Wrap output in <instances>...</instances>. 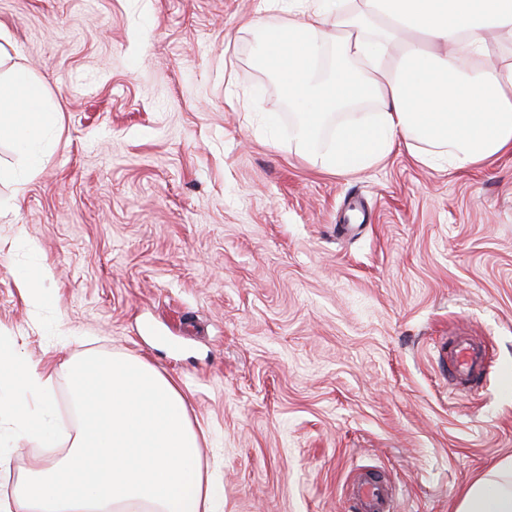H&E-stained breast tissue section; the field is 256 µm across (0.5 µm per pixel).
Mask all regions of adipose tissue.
I'll return each instance as SVG.
<instances>
[{
    "mask_svg": "<svg viewBox=\"0 0 512 512\" xmlns=\"http://www.w3.org/2000/svg\"><path fill=\"white\" fill-rule=\"evenodd\" d=\"M249 25L261 64L298 113L293 141L305 150L328 138L319 159L329 171L373 165L399 140L423 165L453 170L512 151V54L491 57L487 44L491 32L512 44V0H259ZM330 47L348 64L327 75L321 55ZM356 100L373 113H345ZM57 124L42 84L10 67L0 77V135L29 170L40 165L39 133ZM69 372L80 417L71 449L60 461L35 459L0 512H218L219 488L200 466L203 434L171 377L145 359L104 354ZM52 380L0 356V414L49 446ZM456 512H512V457L469 484Z\"/></svg>",
    "mask_w": 512,
    "mask_h": 512,
    "instance_id": "ef3b65f1",
    "label": "adipose tissue"
}]
</instances>
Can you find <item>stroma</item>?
<instances>
[{"mask_svg":"<svg viewBox=\"0 0 512 512\" xmlns=\"http://www.w3.org/2000/svg\"><path fill=\"white\" fill-rule=\"evenodd\" d=\"M258 2L0 0L6 55L61 117L36 175L0 138V344L55 370L57 431L0 417V497L68 452L66 364L91 352L178 382L222 512H356L361 473L389 512H455L512 456V153L448 170L401 141L322 170L240 29ZM26 263L53 272L37 322ZM458 333L487 350L475 392L448 384Z\"/></svg>","mask_w":512,"mask_h":512,"instance_id":"obj_1","label":"stroma"}]
</instances>
